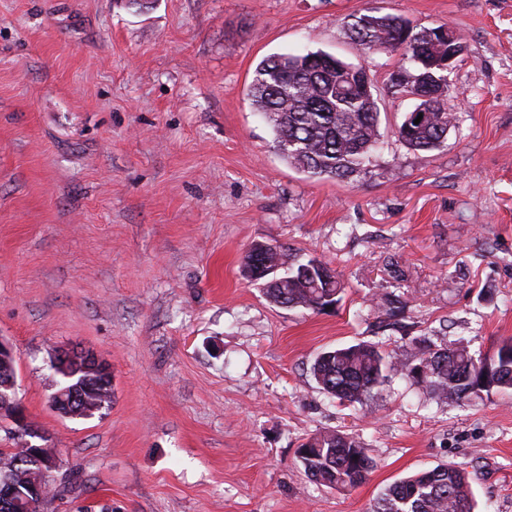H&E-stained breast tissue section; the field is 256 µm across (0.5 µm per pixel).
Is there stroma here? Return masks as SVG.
Listing matches in <instances>:
<instances>
[{
	"label": "stroma",
	"instance_id": "stroma-1",
	"mask_svg": "<svg viewBox=\"0 0 512 512\" xmlns=\"http://www.w3.org/2000/svg\"><path fill=\"white\" fill-rule=\"evenodd\" d=\"M370 10L462 37L437 149L397 137L416 101L391 90L399 55L352 39ZM316 51L377 94L382 147L344 181L288 164L248 94L266 56ZM255 243L329 262L339 304H271L242 273ZM418 336L487 355L512 338V0H0V337L60 453L41 512H369L444 464L475 512H512V396L396 376L342 404L310 374L320 352ZM67 350L111 366L93 415L49 404ZM326 430L363 443L366 482L305 475L297 450Z\"/></svg>",
	"mask_w": 512,
	"mask_h": 512
}]
</instances>
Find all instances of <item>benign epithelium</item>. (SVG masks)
I'll list each match as a JSON object with an SVG mask.
<instances>
[{"mask_svg": "<svg viewBox=\"0 0 512 512\" xmlns=\"http://www.w3.org/2000/svg\"><path fill=\"white\" fill-rule=\"evenodd\" d=\"M436 33L448 42V55L445 61L440 63L442 78L433 84L434 95L443 98L448 83V72L452 69L454 61L461 56L465 47L459 35L452 28L447 26L435 28ZM83 364L82 370L87 376L82 378V383L77 386L67 387L51 396L54 409L68 417H84L91 413L89 410L88 394L95 382L101 376L112 377L107 364L91 354L74 353L61 351L52 360V366L63 379L73 377L71 364ZM7 392L0 395L7 403L12 404L15 413L10 417L14 425V433L22 436L23 446L26 453L23 459L16 461L18 465L31 468L38 475L37 481L28 488V493L19 491L16 485L5 479L0 482V507L5 512H24L26 503L30 498H39L45 495L48 490L47 482L54 478L55 472L60 467V457L55 449L50 448L42 441L45 437L41 430L28 418L24 408L17 399V382L11 381L5 385Z\"/></svg>", "mask_w": 512, "mask_h": 512, "instance_id": "7a95c632", "label": "benign epithelium"}]
</instances>
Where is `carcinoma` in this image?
<instances>
[{"mask_svg": "<svg viewBox=\"0 0 512 512\" xmlns=\"http://www.w3.org/2000/svg\"><path fill=\"white\" fill-rule=\"evenodd\" d=\"M365 32L354 31L364 52H398L400 78L392 86L412 93L411 78L425 71L418 45L427 46L436 61L443 56L425 29L408 31L400 15L369 12ZM344 64L322 52L279 54L260 62L250 86L252 104L270 124L274 144L295 168L315 177L348 179L364 170L380 149L379 112L374 94L349 88ZM428 111L418 124L402 121L398 138L411 150L430 151L444 142L454 117L441 101L422 99ZM264 267L268 273L259 271ZM245 274L262 282L266 296L285 308L320 313L337 304L343 290L338 274L317 258L300 262L285 250L253 244L245 257ZM317 384L331 399L361 402L383 390L391 374L431 390L440 400L463 401L484 392L512 394V339L500 343L492 357L470 350L459 340L435 348L419 342L414 357H394L376 343L359 342L317 356L311 366ZM305 474L337 489L365 482L375 462L359 441L338 430L311 437L297 451ZM372 512H473V493L466 473L452 465L419 471L386 486Z\"/></svg>", "mask_w": 512, "mask_h": 512, "instance_id": "carcinoma-1", "label": "carcinoma"}]
</instances>
